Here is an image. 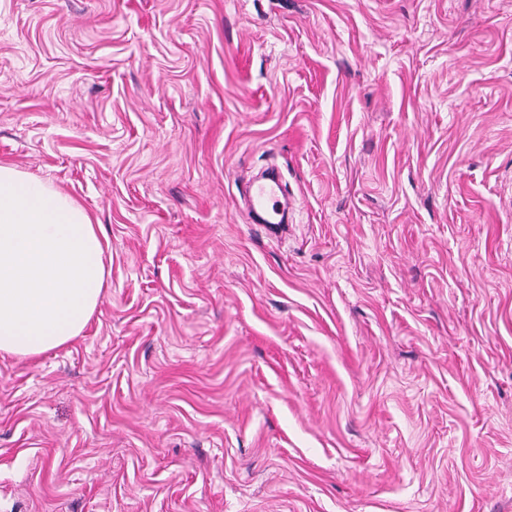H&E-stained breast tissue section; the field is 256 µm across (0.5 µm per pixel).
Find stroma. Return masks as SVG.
<instances>
[{"label":"stroma","mask_w":512,"mask_h":512,"mask_svg":"<svg viewBox=\"0 0 512 512\" xmlns=\"http://www.w3.org/2000/svg\"><path fill=\"white\" fill-rule=\"evenodd\" d=\"M0 162L107 269L0 512H512V0H0ZM282 189L276 179L255 180L247 188L250 212L262 224H283L287 222L285 207L281 205Z\"/></svg>","instance_id":"1"}]
</instances>
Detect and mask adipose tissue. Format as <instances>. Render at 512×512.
Wrapping results in <instances>:
<instances>
[{
    "mask_svg": "<svg viewBox=\"0 0 512 512\" xmlns=\"http://www.w3.org/2000/svg\"><path fill=\"white\" fill-rule=\"evenodd\" d=\"M105 279L102 241L85 209L0 163V353L35 357L70 344Z\"/></svg>",
    "mask_w": 512,
    "mask_h": 512,
    "instance_id": "obj_1",
    "label": "adipose tissue"
}]
</instances>
